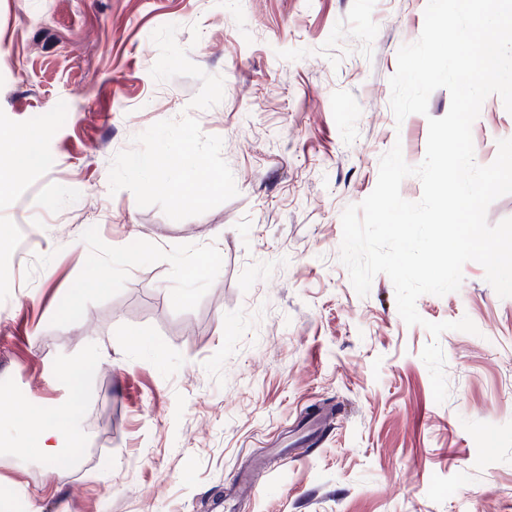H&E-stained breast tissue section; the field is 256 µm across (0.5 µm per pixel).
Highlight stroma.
I'll list each match as a JSON object with an SVG mask.
<instances>
[{
    "instance_id": "35a3bbf8",
    "label": "stroma",
    "mask_w": 512,
    "mask_h": 512,
    "mask_svg": "<svg viewBox=\"0 0 512 512\" xmlns=\"http://www.w3.org/2000/svg\"><path fill=\"white\" fill-rule=\"evenodd\" d=\"M427 0H0V131L36 160L0 187V512H512V297L464 264L406 325L394 286L341 263V214L381 156L425 158L427 115L396 121L390 77ZM477 164L512 138L488 96ZM189 142L222 176L131 183L129 157ZM135 262L112 268V248ZM200 268L194 281L184 272ZM448 331V397L420 354ZM83 365L73 396L58 365ZM75 408L66 484L28 455L47 409ZM221 184L222 181L217 175L203 171L198 166H193L188 175L187 185L196 198L217 190ZM232 484L234 487V495L242 496L246 494H250L252 492V486L249 482V479L244 473H236L232 477ZM235 496L226 498L225 500L217 499L213 502L212 508L215 510L214 512H221L220 509L224 508L226 512H232L235 510Z\"/></svg>"
}]
</instances>
